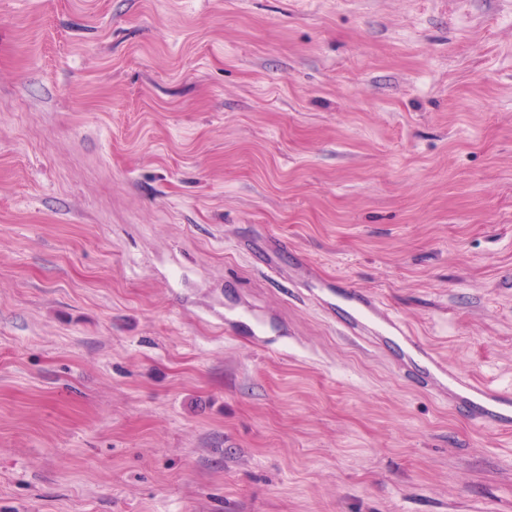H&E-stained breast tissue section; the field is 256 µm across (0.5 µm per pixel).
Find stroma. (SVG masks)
<instances>
[{"label": "stroma", "instance_id": "obj_1", "mask_svg": "<svg viewBox=\"0 0 512 512\" xmlns=\"http://www.w3.org/2000/svg\"><path fill=\"white\" fill-rule=\"evenodd\" d=\"M325 280L512 389V0H0V512H512Z\"/></svg>", "mask_w": 512, "mask_h": 512}]
</instances>
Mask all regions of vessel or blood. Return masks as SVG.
I'll use <instances>...</instances> for the list:
<instances>
[{
    "label": "vessel or blood",
    "mask_w": 512,
    "mask_h": 512,
    "mask_svg": "<svg viewBox=\"0 0 512 512\" xmlns=\"http://www.w3.org/2000/svg\"><path fill=\"white\" fill-rule=\"evenodd\" d=\"M345 299L353 307L352 313L339 322L347 334L371 341L397 334L404 345L403 356L420 367L417 382L421 387L448 399L456 411L480 427L512 430V390L464 376L371 297L352 290Z\"/></svg>",
    "instance_id": "b4317fda"
}]
</instances>
